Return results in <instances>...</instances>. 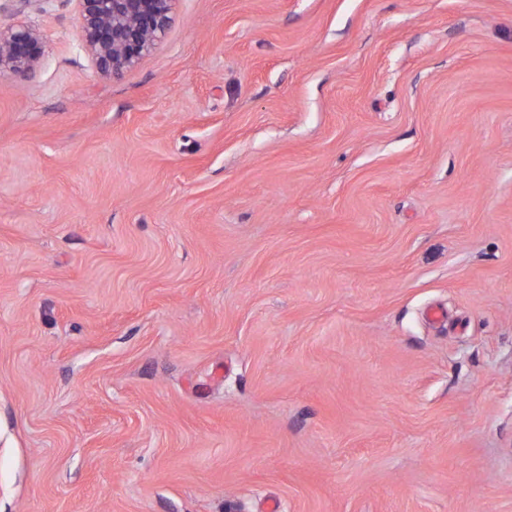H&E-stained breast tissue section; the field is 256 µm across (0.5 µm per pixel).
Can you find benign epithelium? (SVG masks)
<instances>
[{
  "label": "benign epithelium",
  "mask_w": 512,
  "mask_h": 512,
  "mask_svg": "<svg viewBox=\"0 0 512 512\" xmlns=\"http://www.w3.org/2000/svg\"><path fill=\"white\" fill-rule=\"evenodd\" d=\"M82 47L96 72L117 77L164 39L176 0H77ZM45 55L41 33L20 23L0 26V74L28 78Z\"/></svg>",
  "instance_id": "obj_1"
}]
</instances>
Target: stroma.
I'll list each match as a JSON object with an SVG mask.
<instances>
[{
    "label": "stroma",
    "instance_id": "35a3bbf8",
    "mask_svg": "<svg viewBox=\"0 0 512 512\" xmlns=\"http://www.w3.org/2000/svg\"><path fill=\"white\" fill-rule=\"evenodd\" d=\"M17 21L0 512H512V0H177L115 78ZM45 43L32 25H0V74L29 78L41 64Z\"/></svg>",
    "mask_w": 512,
    "mask_h": 512
}]
</instances>
